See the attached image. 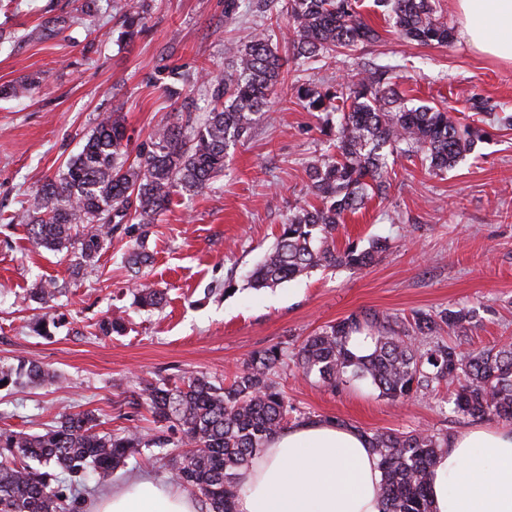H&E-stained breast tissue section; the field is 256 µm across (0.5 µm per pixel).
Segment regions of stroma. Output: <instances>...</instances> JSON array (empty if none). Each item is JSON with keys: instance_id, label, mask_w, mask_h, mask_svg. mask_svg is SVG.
Returning <instances> with one entry per match:
<instances>
[{"instance_id": "obj_1", "label": "stroma", "mask_w": 512, "mask_h": 512, "mask_svg": "<svg viewBox=\"0 0 512 512\" xmlns=\"http://www.w3.org/2000/svg\"><path fill=\"white\" fill-rule=\"evenodd\" d=\"M363 13L382 34L379 43L337 56L327 65L290 70L288 88L272 97L251 134L231 147L224 175L194 195L175 197L151 225V263L142 275L165 291L162 309L137 308L134 281L122 255L125 230L97 257L94 270L74 277L78 250L33 248L22 224L0 223V361H34L58 374L55 382L0 388V431L44 432L58 413L96 411L104 431L147 428L146 410L125 405L140 377L157 373L177 382L191 373L232 378L250 356L302 341L350 314L390 316L407 324L413 311L475 310L466 332L443 339L465 350L512 342V128L490 127L488 140L456 167L428 173L418 158H398L385 197L347 215L337 247L376 238L388 247L373 266L316 268L274 289L247 288V271L271 247L293 207L309 199L307 169L328 149L323 116L292 93L301 83H333L376 63L413 60L401 72L406 98L457 109L476 94L512 113V63L486 56L461 37L445 46L400 40L375 14ZM150 0L135 40L119 41V14L93 0L95 22H81L75 0H13L0 11V87L40 80L25 99L0 97V214L18 212L47 178L78 152L97 117L121 112L129 154L153 128L177 113L168 94L175 79L193 84L200 68L224 73L228 48L280 19L278 0ZM237 291L224 292L226 278ZM53 282L65 291L41 305L33 288ZM121 314L123 334L99 335L95 324ZM43 320L49 333L33 332ZM288 400L309 417H333L366 431L398 429L453 434L475 425L449 410L447 388L393 406L369 383L352 379L328 387L293 366L277 373Z\"/></svg>"}]
</instances>
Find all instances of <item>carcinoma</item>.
<instances>
[{
    "label": "carcinoma",
    "mask_w": 512,
    "mask_h": 512,
    "mask_svg": "<svg viewBox=\"0 0 512 512\" xmlns=\"http://www.w3.org/2000/svg\"><path fill=\"white\" fill-rule=\"evenodd\" d=\"M374 6L404 39L440 46L453 40V28L438 14L436 0H374ZM114 7L123 15L121 37L140 33L148 15L146 0H115ZM281 12L288 17V33L278 34L270 23L235 43L224 76L201 74L209 101L203 117L192 116V103H184L175 119L153 129L134 160L124 150L120 113L102 116L81 151L40 186L19 216L29 243L53 252L77 249L82 270L94 262L113 230L136 224L139 233L123 259L140 273L151 260L147 227L174 196L197 193L224 175L228 149L284 89L279 43L295 64L303 65L381 40L359 11L358 0H282ZM398 79L392 67L376 65L333 86L294 87L309 111L328 116L326 126L335 134L330 152L308 169L316 203L295 207L281 225L273 245L250 270L252 288H275L319 266L372 265L386 242L376 239L366 248L351 242L340 249L336 232L346 214L364 207L373 195L387 194L390 160L416 156L427 170L444 171L482 138V128L458 122L446 108L408 104ZM165 301L153 284L135 283L136 305L158 309ZM475 318V310L466 308L418 311L413 335L402 336L376 317L368 321L350 314L307 337L294 364L304 376L333 388L346 377L366 381L394 404L446 385L455 412L511 421L512 344L464 351L455 343L431 341L446 326L465 332ZM367 324L376 329L370 336L372 349L358 355L350 340ZM98 329L104 336L119 334L124 319L106 316ZM282 364L284 352L273 346L255 352L227 385L205 375L185 377L181 387L164 377L141 379L126 404L151 412V434L137 428L100 431L102 422L90 411L62 412L43 433H0V512H65L67 493L92 480L106 481L128 459L151 448L181 449L172 457V474L197 497L201 512H237L238 472L295 411L274 379ZM23 377L31 383L57 380L34 362L0 365V388ZM367 437L379 458L384 512H431V467L448 435L376 430Z\"/></svg>",
    "instance_id": "cac0c4a2"
}]
</instances>
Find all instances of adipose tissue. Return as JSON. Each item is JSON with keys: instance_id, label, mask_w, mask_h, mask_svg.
<instances>
[{"instance_id": "1", "label": "adipose tissue", "mask_w": 512, "mask_h": 512, "mask_svg": "<svg viewBox=\"0 0 512 512\" xmlns=\"http://www.w3.org/2000/svg\"><path fill=\"white\" fill-rule=\"evenodd\" d=\"M463 37L512 62V0H455ZM378 458L362 430L335 418L272 436L239 473L237 512H384ZM433 512H512V425L449 437L432 469ZM89 512H197L195 502L147 475L101 495Z\"/></svg>"}]
</instances>
